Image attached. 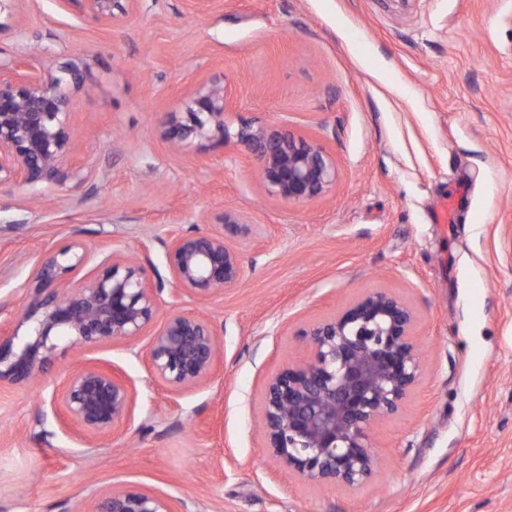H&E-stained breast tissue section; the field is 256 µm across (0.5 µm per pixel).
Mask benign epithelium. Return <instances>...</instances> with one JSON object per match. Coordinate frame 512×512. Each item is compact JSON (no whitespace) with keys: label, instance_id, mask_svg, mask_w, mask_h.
Here are the masks:
<instances>
[{"label":"benign epithelium","instance_id":"benign-epithelium-1","mask_svg":"<svg viewBox=\"0 0 512 512\" xmlns=\"http://www.w3.org/2000/svg\"><path fill=\"white\" fill-rule=\"evenodd\" d=\"M136 0H62L63 6L112 29ZM84 63L35 66L0 59V187L69 179L62 160L72 145L70 86ZM231 99L224 82H201L166 115V135L182 144L217 140L249 152L268 194L288 203L316 201L336 184V161L318 143L264 125L226 120ZM248 229L239 212L226 211L212 232L171 234L168 250L178 289L206 299L234 287L241 259L231 238ZM87 250L66 245L35 267L37 299L22 309L29 334L0 332V382L28 383L50 365L54 338L76 347L130 339L151 327L159 304L143 267L112 262L93 278L71 283ZM415 313L384 291L366 292L337 315L302 330L307 355L288 363L265 384L262 428L271 456L285 471L315 484L359 488L377 475L370 431L395 414L422 373L413 341ZM217 332L202 315L172 311L156 329L149 350L154 378L180 392L212 377ZM134 393L108 368L83 366L66 379L61 404L86 434H105L128 418ZM94 512H176L172 499L134 488L105 491Z\"/></svg>","mask_w":512,"mask_h":512}]
</instances>
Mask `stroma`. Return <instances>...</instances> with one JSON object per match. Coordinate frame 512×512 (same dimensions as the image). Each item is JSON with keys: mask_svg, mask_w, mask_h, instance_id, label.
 <instances>
[{"mask_svg": "<svg viewBox=\"0 0 512 512\" xmlns=\"http://www.w3.org/2000/svg\"><path fill=\"white\" fill-rule=\"evenodd\" d=\"M0 57L83 61L65 186L0 188V321L27 334L33 268L70 243L139 262L161 313L218 330L219 370L174 393L152 330L73 348L41 383H0V512H94L133 487L177 512H512V0H138L109 30L59 0H6ZM223 80L231 125L306 136L336 161L322 199L266 192L245 153L173 147L166 113ZM447 206L448 221L435 211ZM249 234L235 287L176 289L174 231ZM415 311L424 371L371 432L378 474L350 490L280 469L261 425L266 381L306 354L302 331L363 293ZM98 365L135 389L131 418L88 437L65 416L69 373Z\"/></svg>", "mask_w": 512, "mask_h": 512, "instance_id": "1", "label": "stroma"}]
</instances>
